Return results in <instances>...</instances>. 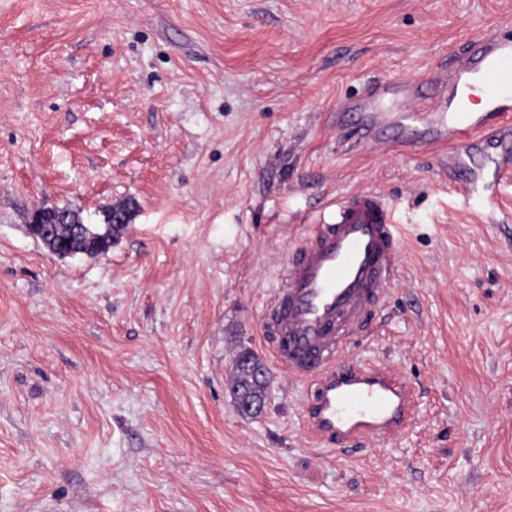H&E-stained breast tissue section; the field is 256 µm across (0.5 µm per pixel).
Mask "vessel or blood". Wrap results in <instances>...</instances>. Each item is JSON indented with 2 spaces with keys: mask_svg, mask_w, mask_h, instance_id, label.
Returning a JSON list of instances; mask_svg holds the SVG:
<instances>
[{
  "mask_svg": "<svg viewBox=\"0 0 512 512\" xmlns=\"http://www.w3.org/2000/svg\"><path fill=\"white\" fill-rule=\"evenodd\" d=\"M425 88L444 98L446 111L391 116L373 111L365 97L345 102L336 123L354 118L359 141L374 147L386 145L392 123L402 147L445 149L461 194L493 206L512 174V33L472 43L450 73L433 75ZM401 242L384 194L337 198L314 235L283 260L282 284L266 305L262 335L274 360L308 383L310 434L340 450L361 438L399 437L416 418L413 390L389 368L342 359L398 281Z\"/></svg>",
  "mask_w": 512,
  "mask_h": 512,
  "instance_id": "1",
  "label": "vessel or blood"
}]
</instances>
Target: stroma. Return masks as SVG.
Masks as SVG:
<instances>
[{"label": "stroma", "instance_id": "stroma-1", "mask_svg": "<svg viewBox=\"0 0 512 512\" xmlns=\"http://www.w3.org/2000/svg\"><path fill=\"white\" fill-rule=\"evenodd\" d=\"M512 29V0H0V512H512V176L494 216L444 159L332 114ZM381 191L401 278L347 346L417 394L400 439L336 453L261 335L282 259ZM133 217L58 257L36 206ZM249 349L261 409L229 391ZM46 207L37 206L29 212L27 229L30 234L40 239L43 244L51 239L53 224H45Z\"/></svg>", "mask_w": 512, "mask_h": 512}]
</instances>
